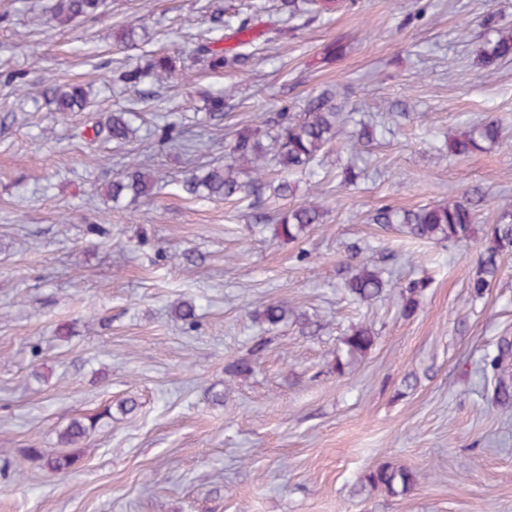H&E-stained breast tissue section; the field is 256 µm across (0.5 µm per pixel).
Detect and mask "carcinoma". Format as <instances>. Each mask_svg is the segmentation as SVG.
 <instances>
[{"instance_id": "obj_1", "label": "carcinoma", "mask_w": 512, "mask_h": 512, "mask_svg": "<svg viewBox=\"0 0 512 512\" xmlns=\"http://www.w3.org/2000/svg\"><path fill=\"white\" fill-rule=\"evenodd\" d=\"M310 8L303 10L298 0H281L279 10L290 18L318 12L316 0H306ZM102 0H53L49 20L66 25L79 18L94 15ZM235 27L239 35L246 34L249 20L237 13H229L222 20L219 29ZM224 36H213L192 49L193 58L204 62L213 71L243 66L248 58L241 52H232L219 46ZM512 57V31H496V37L485 42L481 52L482 65L488 67ZM177 58L170 55H151L145 65H138L123 71L117 81L134 88L147 78L157 81L176 75ZM41 95L55 105L58 112H83L87 108V94L76 84L48 82ZM353 121L352 113L342 111L332 98L319 95L308 100L303 111L293 112L284 106L274 117L266 121L270 131L264 133L258 127L244 126L237 129L233 142L224 160L194 172L187 178L184 189L196 197L229 199L235 196L269 197L286 200L293 196L296 186L290 176L310 171L319 155L330 146L342 131V127ZM94 137H102L117 145L126 144L137 138L139 127L135 126L128 112H114L104 124L92 125ZM188 129L175 125H164L155 130L158 141L170 147H183L186 143L198 150L205 143L190 142L186 138ZM270 143L263 144V137ZM376 136V127L362 121H354L342 149L349 152V161L341 171L342 183L355 184L361 170L353 158L364 151ZM448 152L455 156H469L487 152L503 144L501 123L490 117L479 119L460 128L448 129L446 139ZM279 167L281 177L268 178L269 161ZM161 174L147 167L130 166L103 187L107 200L119 204L127 199L134 201L153 194ZM323 212L318 203L309 200L297 206L283 208L276 214L264 213L262 222L274 223L275 237L288 242L305 238L312 226L321 223ZM476 209L474 202L464 196L439 204L421 205L413 209L384 207L372 217L375 224H400L405 233L418 240L446 241L458 246L475 239L477 235ZM492 245L480 255L475 277L471 283L473 296L484 295L496 280L505 261L512 257V201L500 211L497 223L491 230ZM426 287L423 280L406 284L391 282L381 272L367 263L350 267L344 288L355 303H368L382 297L388 288L400 289L403 297L402 312L411 315L417 307L416 296ZM175 315L184 322L196 321V305L193 300L179 302L174 308ZM294 313L286 300H269L253 311V317L261 324L276 326L288 321ZM374 333L368 326H358L343 339L347 357H361L371 349ZM484 377L492 385V401L504 411L512 410V339L500 338L495 349L485 353L482 359ZM88 426L80 420L71 421L59 432V443L65 447H76L86 437ZM30 458L51 471H65L74 463L71 454L51 453L44 448L28 449ZM368 485L381 489L390 495L405 494L414 485L413 474L403 466L386 464L365 476Z\"/></svg>"}]
</instances>
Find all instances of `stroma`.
Listing matches in <instances>:
<instances>
[{
	"label": "stroma",
	"mask_w": 512,
	"mask_h": 512,
	"mask_svg": "<svg viewBox=\"0 0 512 512\" xmlns=\"http://www.w3.org/2000/svg\"><path fill=\"white\" fill-rule=\"evenodd\" d=\"M51 0H0V512H512V418L487 397L481 359L512 337V262L484 298L470 282L512 196V60L483 69L477 54L512 0H338L287 20L276 0H103L99 14L58 26ZM253 19L248 62L216 72L184 59L183 76L135 88L119 71L144 52L177 55L225 10ZM138 29L126 48L113 34ZM81 85L86 111L62 114L44 80ZM233 88L224 119L206 97ZM333 90L344 111L392 115L359 156L357 186L328 147L297 175L295 206L314 190L324 215L299 242L259 224L252 199H199L193 168L224 157L231 132L282 104L302 111ZM136 113L137 140L93 138L94 122ZM484 116L504 146L449 155L448 128ZM207 123L198 155L154 143L168 123ZM151 155L154 195L112 206L95 195ZM479 235L457 248L371 223L382 206L414 208L472 191ZM106 228V236L93 226ZM392 279L426 280L412 315L399 296L350 302L351 260ZM284 298L311 321L267 331L251 313ZM195 300L194 325L174 306ZM364 324L368 353L344 374L342 339ZM247 361L249 374L225 368ZM133 411H121L125 401ZM90 424L64 473L30 460L59 450L71 420ZM410 468L407 494L372 489L378 466Z\"/></svg>",
	"instance_id": "35a3bbf8"
}]
</instances>
